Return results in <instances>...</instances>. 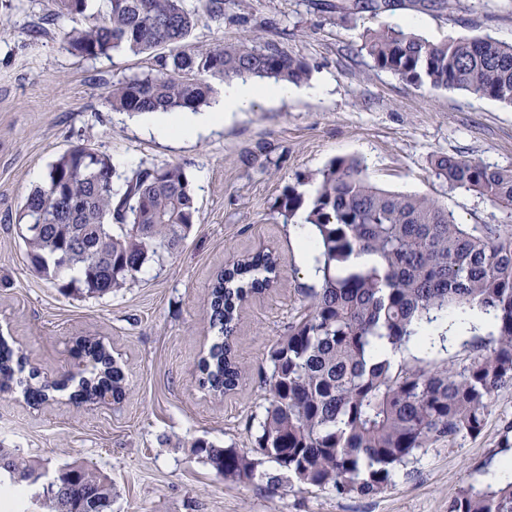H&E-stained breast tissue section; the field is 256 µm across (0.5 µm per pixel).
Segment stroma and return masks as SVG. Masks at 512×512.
I'll use <instances>...</instances> for the list:
<instances>
[{
	"label": "stroma",
	"mask_w": 512,
	"mask_h": 512,
	"mask_svg": "<svg viewBox=\"0 0 512 512\" xmlns=\"http://www.w3.org/2000/svg\"><path fill=\"white\" fill-rule=\"evenodd\" d=\"M353 0H226L223 24L200 15L189 40L214 46L249 30L304 59L319 95L257 100L219 127L193 138L162 135L146 115L106 104L112 81L148 72L151 55L94 59L63 49L32 24L51 0H0V338L42 375L59 379L76 362V342L101 338L124 365L120 403H70L67 392L35 409L21 392H0V446L39 468L37 486L14 490L15 512H42L33 498L58 467L79 462L112 480V512H448L470 473L512 459L503 449L512 422V385L495 392L482 432L431 443L374 496H339L331 488L290 483L277 489L217 472L192 446L253 448L266 403V352L317 287L276 208L283 188L313 189L337 157L361 159L370 180L392 191L424 194L461 223L496 224L501 213L468 192H449L429 161L437 154L512 168V107L464 90L417 89L376 71L359 53L368 30L412 25L430 41L490 36L512 42V0H404L377 14ZM88 144L110 155L119 177L139 165H183L199 222L183 247L149 262L130 288L103 296L62 295L30 267L21 208L66 150ZM270 249L279 256L274 288L250 300L234 343L246 368L221 397L198 385V362L212 334L207 302L214 274L230 252Z\"/></svg>",
	"instance_id": "1"
}]
</instances>
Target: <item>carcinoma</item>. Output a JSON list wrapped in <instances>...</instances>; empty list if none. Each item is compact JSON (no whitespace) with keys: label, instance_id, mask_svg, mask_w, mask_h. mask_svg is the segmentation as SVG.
<instances>
[{"label":"carcinoma","instance_id":"obj_1","mask_svg":"<svg viewBox=\"0 0 512 512\" xmlns=\"http://www.w3.org/2000/svg\"><path fill=\"white\" fill-rule=\"evenodd\" d=\"M53 0L39 32L52 34L58 15L73 26L61 43L70 54H153L145 74L118 79L105 100L114 111H196L212 82L253 76L299 84L307 62L275 41L253 35L217 46L188 42L198 10L187 0ZM361 50L372 69L416 88L466 90L512 106V44L491 37L430 42L401 27L366 34ZM432 174L448 191L472 192L502 214L499 224H462L439 200L373 185L358 160L338 157L320 172L309 201L288 185L278 198L284 220L307 205L315 230L318 288L304 292L303 311L288 334L269 348L267 405L256 447L248 451L198 441L194 452L214 469L277 488L293 480L331 487L338 496L376 495L399 467L432 441L481 433L495 391L512 385V168L440 155ZM121 178L109 155L83 144L63 153L46 180L26 198L22 218L36 225L22 234L32 269L68 294L103 296L138 281L143 266L178 251L198 220L194 189L180 165H141ZM356 252L377 257L351 268ZM277 259L259 251L217 274L208 302L213 341L198 363L199 386L215 396L236 388L245 368L232 354L239 309L270 288ZM471 334L469 354L438 364L451 337ZM388 349L399 355L380 358ZM80 380L69 399L115 403L126 376L103 341L77 342ZM27 366L0 340V391L21 388L40 406L68 388ZM273 462L279 470L263 466ZM0 472L22 483L32 465L0 448ZM46 512H84L86 500L112 512V481L86 465L59 467L43 492ZM448 512H512V482L474 478Z\"/></svg>","mask_w":512,"mask_h":512}]
</instances>
